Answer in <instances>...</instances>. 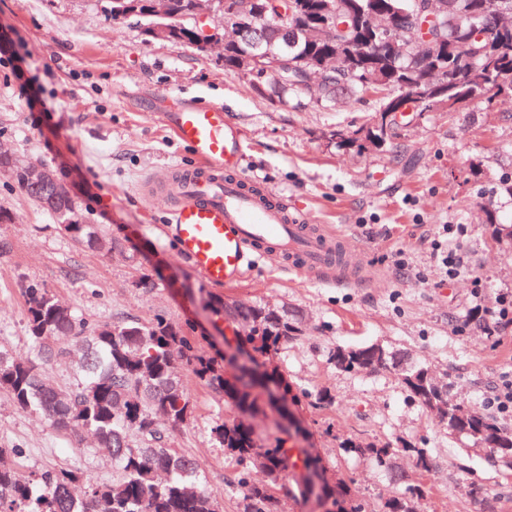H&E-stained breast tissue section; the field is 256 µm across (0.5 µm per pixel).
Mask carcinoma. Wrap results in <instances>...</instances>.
Listing matches in <instances>:
<instances>
[{
    "label": "carcinoma",
    "mask_w": 512,
    "mask_h": 512,
    "mask_svg": "<svg viewBox=\"0 0 512 512\" xmlns=\"http://www.w3.org/2000/svg\"><path fill=\"white\" fill-rule=\"evenodd\" d=\"M136 0H107L105 11L114 20L135 17L146 27L162 21L181 32L189 31L192 0H173L171 10L162 19L133 7ZM416 0H345L341 11L358 20L359 25L343 33L329 22L332 36L318 44H307L304 35L280 21L256 19L240 30L239 45L288 48V56L302 59L306 66L326 55L339 54L344 68L335 81L323 86V97L336 92L381 95L385 106L391 95L401 94L407 83L421 78V63L416 53L395 52L384 44V32H370L365 24L374 14L393 15L402 44L417 34ZM298 21L317 25L321 20V0H297ZM512 0H453V23L442 26L435 40L448 41V57L437 60L444 69L448 92L435 98L452 112L457 107L484 96L495 85L512 95V25L491 29L483 41L471 37L474 23L490 22L502 6ZM283 94H300L297 71L288 72V82H274ZM401 125L392 120L383 131L374 125L360 130L353 142L379 145L395 136ZM11 174L25 194L43 210H75L77 204L57 179L39 186L29 184L21 167ZM61 230L90 247L103 248L105 240L93 224H63ZM29 334L37 356L46 361L71 362L75 378L72 387H53L39 379L35 362L14 359L0 352V389L7 391L24 409L35 410L55 426L76 436L91 438L100 448H108L118 469L110 483L86 480L78 471L47 470L33 479L15 466L0 465V512H223V506L207 488L196 461L167 446L169 433L187 425L195 406L180 382L179 368L186 365L216 393L234 413L233 419L212 428L214 439L237 462V470L224 479L241 502L240 512H279L278 487L288 494L306 498L312 494L326 512H375L366 502L351 494L350 482L340 478L324 481L320 491L313 489L312 477L321 463L319 457L303 448H288L284 443L269 444L260 439L250 417L261 410L257 390L268 388L273 376L258 364L242 368L231 378L224 376L215 360L199 351L184 329L163 317L143 324L137 320L104 323L89 327L75 312L61 303L38 283L24 289ZM214 310L250 328L247 341L253 351L268 357L297 339L298 327L289 321L286 311L266 306L213 301ZM57 336H70L83 350L79 359L56 347ZM330 360L341 372L375 371L390 368L398 372L403 386L432 415L452 431L458 424L465 435L484 443L501 458H512V432L502 429L497 418L479 413L456 402L444 386L434 384L428 368L408 365L381 345L338 347ZM346 454L369 456L379 466L393 469V459L405 453L413 457L422 473L434 470L432 456L424 448L404 443L362 445L352 440L341 444ZM404 486L398 496L383 504L382 512H417L415 502L423 497V487L402 471L394 472Z\"/></svg>",
    "instance_id": "carcinoma-1"
}]
</instances>
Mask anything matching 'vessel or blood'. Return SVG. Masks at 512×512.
I'll return each instance as SVG.
<instances>
[{"label": "vessel or blood", "instance_id": "1", "mask_svg": "<svg viewBox=\"0 0 512 512\" xmlns=\"http://www.w3.org/2000/svg\"><path fill=\"white\" fill-rule=\"evenodd\" d=\"M194 162L153 179L178 253L207 283L233 287L259 261L334 283L340 238L305 206L245 176L241 128L222 106L181 103L161 116Z\"/></svg>", "mask_w": 512, "mask_h": 512}]
</instances>
